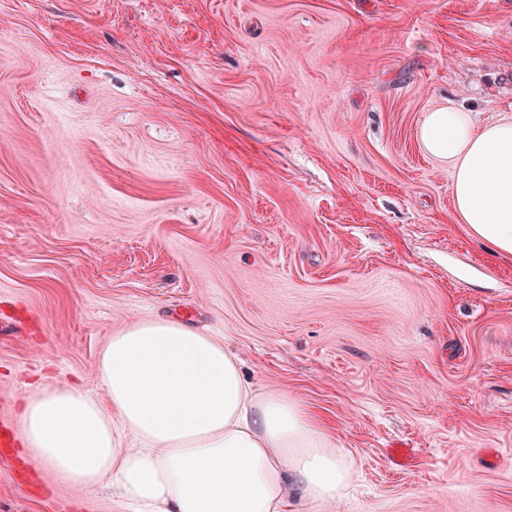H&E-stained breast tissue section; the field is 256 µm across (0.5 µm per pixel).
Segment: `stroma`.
I'll list each match as a JSON object with an SVG mask.
<instances>
[{
  "instance_id": "stroma-1",
  "label": "stroma",
  "mask_w": 512,
  "mask_h": 512,
  "mask_svg": "<svg viewBox=\"0 0 512 512\" xmlns=\"http://www.w3.org/2000/svg\"><path fill=\"white\" fill-rule=\"evenodd\" d=\"M512 116V0H0V414L171 316L349 450L307 512H512V256L416 130ZM0 512H123L20 448Z\"/></svg>"
}]
</instances>
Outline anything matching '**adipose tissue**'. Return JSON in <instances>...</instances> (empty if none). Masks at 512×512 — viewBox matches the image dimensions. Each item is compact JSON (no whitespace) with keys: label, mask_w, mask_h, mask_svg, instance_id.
Returning a JSON list of instances; mask_svg holds the SVG:
<instances>
[{"label":"adipose tissue","mask_w":512,"mask_h":512,"mask_svg":"<svg viewBox=\"0 0 512 512\" xmlns=\"http://www.w3.org/2000/svg\"><path fill=\"white\" fill-rule=\"evenodd\" d=\"M417 135L451 168L469 235L512 255V118L480 127L448 106ZM99 374L102 399L44 386L24 398L21 446L72 488L110 483L129 512H298L354 481L350 452L286 393L256 392L220 337L139 321L112 335Z\"/></svg>","instance_id":"ef3b65f1"}]
</instances>
